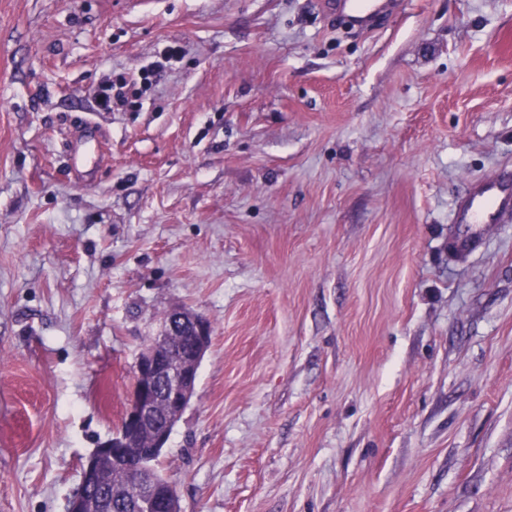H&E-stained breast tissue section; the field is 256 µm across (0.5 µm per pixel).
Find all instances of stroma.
Returning a JSON list of instances; mask_svg holds the SVG:
<instances>
[{
	"mask_svg": "<svg viewBox=\"0 0 512 512\" xmlns=\"http://www.w3.org/2000/svg\"><path fill=\"white\" fill-rule=\"evenodd\" d=\"M180 46L136 112L105 75ZM512 0H0V512H68L171 307L182 512H512ZM402 0H326V7L333 12L348 16L359 26H368L372 20L389 7L397 6ZM512 204V180L499 178L478 185L466 201L460 215V228L448 246L456 253L469 252L485 230L484 224L497 219L500 209Z\"/></svg>",
	"mask_w": 512,
	"mask_h": 512,
	"instance_id": "1",
	"label": "stroma"
}]
</instances>
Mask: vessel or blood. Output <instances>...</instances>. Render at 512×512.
I'll use <instances>...</instances> for the list:
<instances>
[{"instance_id": "vessel-or-blood-1", "label": "vessel or blood", "mask_w": 512, "mask_h": 512, "mask_svg": "<svg viewBox=\"0 0 512 512\" xmlns=\"http://www.w3.org/2000/svg\"><path fill=\"white\" fill-rule=\"evenodd\" d=\"M401 0H325L333 12L348 16L360 26L372 20L387 8L399 5ZM512 205V180L499 178L478 185L466 201L460 215L461 226L448 246L458 253L469 252L484 233L486 224L496 220L500 209Z\"/></svg>"}]
</instances>
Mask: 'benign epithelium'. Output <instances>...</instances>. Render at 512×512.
<instances>
[{
  "instance_id": "benign-epithelium-1",
  "label": "benign epithelium",
  "mask_w": 512,
  "mask_h": 512,
  "mask_svg": "<svg viewBox=\"0 0 512 512\" xmlns=\"http://www.w3.org/2000/svg\"><path fill=\"white\" fill-rule=\"evenodd\" d=\"M211 341V326L199 314L174 307L150 337L133 368L131 402L112 438L95 450V461L86 465L85 476L93 482L111 479L112 464L120 461L113 449L141 445L147 437L153 448H166L177 419L195 392L198 369ZM145 461L126 469V486L134 493L136 506L145 512H180L179 498L170 484L163 485L157 499V485L148 478Z\"/></svg>"
}]
</instances>
